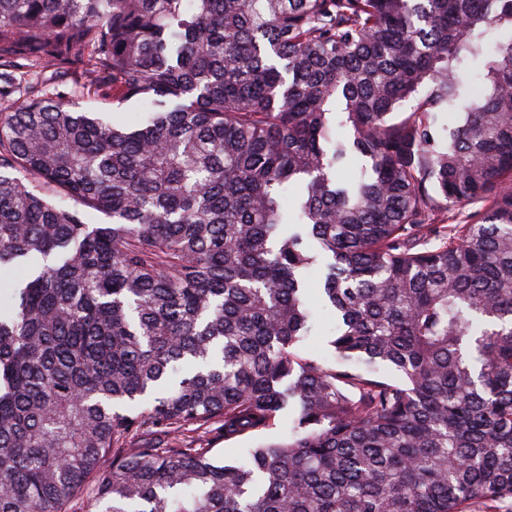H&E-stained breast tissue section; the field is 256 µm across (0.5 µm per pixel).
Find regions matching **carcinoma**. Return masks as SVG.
Instances as JSON below:
<instances>
[{
  "mask_svg": "<svg viewBox=\"0 0 512 512\" xmlns=\"http://www.w3.org/2000/svg\"><path fill=\"white\" fill-rule=\"evenodd\" d=\"M76 57L136 128L30 80ZM23 84L0 512H512V0H0ZM315 336H310L301 346L304 355H314L329 359L332 356L333 348L330 346V329L334 325V317L329 310L314 308ZM288 434V413L283 415L282 420L277 427L263 436H244L231 441H224V432L216 427L209 428L207 434H204L203 440L198 442L202 448H211L209 453L218 460H223L225 464H231L245 457L243 448H253L256 445L282 437Z\"/></svg>",
  "mask_w": 512,
  "mask_h": 512,
  "instance_id": "cac0c4a2",
  "label": "carcinoma"
}]
</instances>
